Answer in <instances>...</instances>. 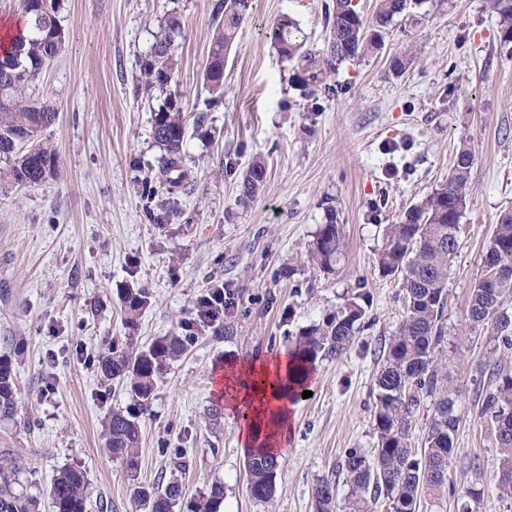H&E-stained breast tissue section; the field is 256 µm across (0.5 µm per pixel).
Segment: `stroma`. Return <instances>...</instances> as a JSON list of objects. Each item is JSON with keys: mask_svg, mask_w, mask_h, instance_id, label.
I'll use <instances>...</instances> for the list:
<instances>
[{"mask_svg": "<svg viewBox=\"0 0 512 512\" xmlns=\"http://www.w3.org/2000/svg\"><path fill=\"white\" fill-rule=\"evenodd\" d=\"M213 2H63L65 49L33 89L58 108L40 134L57 153L58 175L32 187L0 181V358L11 359L18 388L15 418L0 419V456L20 467L17 491L52 512L55 472L79 465L90 483L87 512H131L125 469L101 435L106 413L131 399L121 383H101L97 361L113 344L146 345L193 323V344L167 367L142 418L140 481L168 472L165 451L179 448L184 500L218 481L222 512H315L318 481L347 449L368 453L376 443L378 349L402 314L399 284L377 264L384 231L447 179L466 143L475 156L473 194L448 270L439 354L460 423L447 490L420 512H459L470 487L480 492L474 512H512L477 399L479 366L498 341L467 318L497 217L512 206V52L500 45L496 14L487 0H425L395 17L379 54L333 70L331 94L308 95L266 30L291 16L307 48L321 51L332 0H254L224 68V99L199 125ZM173 9L184 36L170 90L187 120L193 183L150 212L140 182L162 152L135 92L136 58ZM398 56L408 59L400 73L391 66ZM258 157L268 165L266 183L244 207L238 186ZM334 210L345 250L325 272L310 249ZM214 281L233 288L235 302L202 323L198 299ZM128 288L150 294L133 328L120 300ZM363 293V331L342 358L316 362L310 396L292 410L275 494L252 499L234 418L209 417L215 370L288 350L291 336Z\"/></svg>", "mask_w": 512, "mask_h": 512, "instance_id": "1", "label": "stroma"}]
</instances>
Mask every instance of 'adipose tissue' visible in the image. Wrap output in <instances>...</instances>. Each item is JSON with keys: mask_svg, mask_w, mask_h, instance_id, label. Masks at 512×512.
I'll return each instance as SVG.
<instances>
[{"mask_svg": "<svg viewBox=\"0 0 512 512\" xmlns=\"http://www.w3.org/2000/svg\"><path fill=\"white\" fill-rule=\"evenodd\" d=\"M287 354L269 360L228 365L219 376V394L230 414H243V444L273 452L293 428L288 391L283 386Z\"/></svg>", "mask_w": 512, "mask_h": 512, "instance_id": "adipose-tissue-1", "label": "adipose tissue"}]
</instances>
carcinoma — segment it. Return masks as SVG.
Masks as SVG:
<instances>
[{"instance_id": "obj_1", "label": "carcinoma", "mask_w": 512, "mask_h": 512, "mask_svg": "<svg viewBox=\"0 0 512 512\" xmlns=\"http://www.w3.org/2000/svg\"><path fill=\"white\" fill-rule=\"evenodd\" d=\"M422 0H376L366 16L353 0H333L326 12L327 46L320 54L303 50L302 30L293 18L283 15L270 27V38L279 55L295 62V79L315 94L330 89L332 69L346 60L377 54L394 18ZM29 27L15 33L8 48L0 47V161L4 174L19 186H38L57 171L55 150L37 141L38 133L52 126L57 108L28 95L43 68L64 49L66 36L59 18L60 0H18ZM499 18L503 48L512 44V0H489ZM251 0H216L212 10V36L203 81L210 98L205 107L224 99V66L239 32L249 17ZM180 13L165 14L150 32L148 50L137 59L140 74L136 93L158 101L152 108L151 138L163 150L158 170L141 182V197L151 203L159 194H176L190 184L183 146L187 124L176 96L168 92L174 81L176 51L183 36ZM474 155L467 145L458 150L447 180L404 217L386 229L379 253V269L396 278L402 292L403 313L397 330L381 346L380 367L375 380L374 421L377 444L366 455L355 448L345 452L341 470L351 486L348 512H373L383 500L387 512H418L421 500L441 495L453 462L459 425L456 399L442 383L435 353L445 342V311L448 305V268L458 253L457 228L472 193L470 172ZM265 164L254 160L240 182L239 202L247 205L266 181ZM343 250V228L337 211L320 226L310 258L330 272ZM483 275L472 289L467 318L476 326L492 328L503 350H493L481 374L490 387L480 416L494 432L499 450V490L512 500V317L503 311L512 296V209L502 211L491 244L483 255ZM125 321L137 325L150 301L144 288H128L121 298ZM367 304L357 295L322 322L296 337L290 350L291 368L285 384L288 391L303 388L309 368L321 357H342L365 326ZM193 336H163L133 347L112 345L99 360L103 383L125 382L133 404L114 409L103 425L105 449L122 461L133 485L135 512H173L182 497V484L175 472L184 465L181 455L170 464L169 481H139L141 417L155 397L158 382L168 365L183 356ZM433 398L431 416L421 447L412 446L415 411ZM17 408L12 362L0 359V417H11ZM250 496L265 502L273 496L280 467L278 457L262 450L245 456ZM19 466L0 462V512H35L37 501L15 490ZM49 495L55 512H86L89 480L85 469H60L52 479ZM317 512H336L337 482L324 479L314 490ZM224 485L211 484L187 504L188 512H219Z\"/></svg>"}]
</instances>
